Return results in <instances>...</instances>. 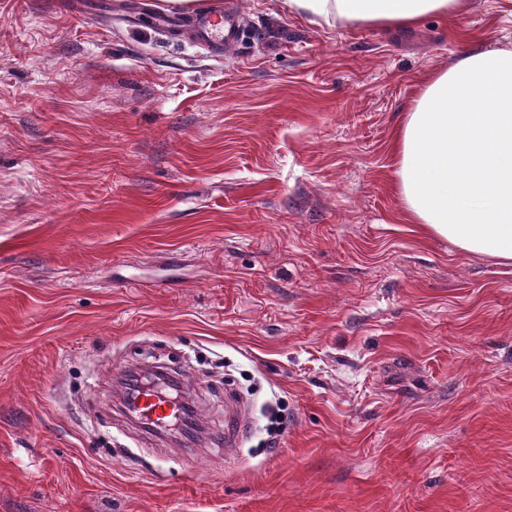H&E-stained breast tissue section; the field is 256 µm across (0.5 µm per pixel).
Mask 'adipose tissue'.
Here are the masks:
<instances>
[{
    "instance_id": "1",
    "label": "adipose tissue",
    "mask_w": 512,
    "mask_h": 512,
    "mask_svg": "<svg viewBox=\"0 0 512 512\" xmlns=\"http://www.w3.org/2000/svg\"><path fill=\"white\" fill-rule=\"evenodd\" d=\"M468 0H282L316 25L411 29ZM393 187L427 234L466 254L512 261V50L472 44L430 73L402 109Z\"/></svg>"
}]
</instances>
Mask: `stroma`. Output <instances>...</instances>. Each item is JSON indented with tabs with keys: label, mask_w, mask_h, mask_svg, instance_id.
Wrapping results in <instances>:
<instances>
[{
	"label": "stroma",
	"mask_w": 512,
	"mask_h": 512,
	"mask_svg": "<svg viewBox=\"0 0 512 512\" xmlns=\"http://www.w3.org/2000/svg\"><path fill=\"white\" fill-rule=\"evenodd\" d=\"M223 2L244 34L213 57L0 0V512H512V263L392 186L401 109L469 44L512 49V0L408 31ZM152 353L201 363L202 443L117 410ZM285 408L286 404L283 401H277L275 404L268 406L267 425L265 426L266 438L263 441V446L271 448L279 442L284 433Z\"/></svg>",
	"instance_id": "stroma-1"
}]
</instances>
